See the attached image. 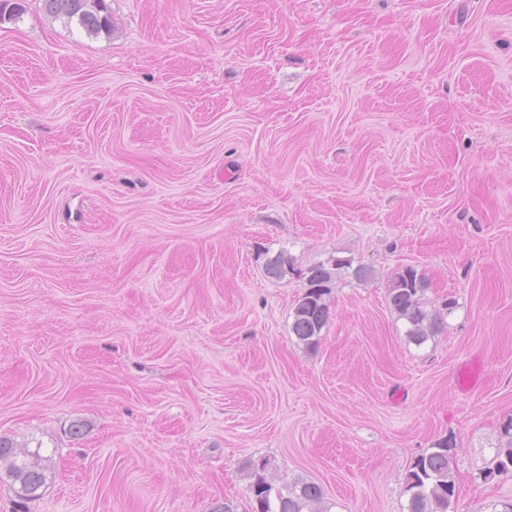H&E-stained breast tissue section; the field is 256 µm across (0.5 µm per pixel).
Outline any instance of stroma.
I'll return each mask as SVG.
<instances>
[{
    "instance_id": "stroma-1",
    "label": "stroma",
    "mask_w": 512,
    "mask_h": 512,
    "mask_svg": "<svg viewBox=\"0 0 512 512\" xmlns=\"http://www.w3.org/2000/svg\"><path fill=\"white\" fill-rule=\"evenodd\" d=\"M106 3L108 34L41 0L0 22V436L53 472L29 512H248L261 459L405 512L449 435L448 512L512 498L481 479L512 416V0ZM333 257L374 276L309 351L299 272ZM406 265L456 302L420 348ZM430 287L431 282L426 274L413 266H406L396 272L388 285L389 306L397 318L404 321L408 342L418 347L441 332L444 313L448 314L454 308L452 301H445L442 312L429 310L425 294Z\"/></svg>"
}]
</instances>
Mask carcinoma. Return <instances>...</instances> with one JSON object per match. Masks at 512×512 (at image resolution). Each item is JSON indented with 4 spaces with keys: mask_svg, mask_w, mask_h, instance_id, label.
<instances>
[{
    "mask_svg": "<svg viewBox=\"0 0 512 512\" xmlns=\"http://www.w3.org/2000/svg\"><path fill=\"white\" fill-rule=\"evenodd\" d=\"M42 2L50 16L74 20L88 34L112 31L105 0ZM292 270V261L284 251L265 263V273L271 278L281 279ZM303 276L305 291L294 305L291 329L297 342L311 350L318 346L329 321L330 295L336 282L347 277L364 282L372 271L364 265L353 266L350 259L336 257L308 267ZM430 287L426 274L413 266L396 272L388 285L389 306L404 321L408 342L418 347L441 332L444 314L454 308L453 302L446 301L442 310H429L425 294ZM454 449L453 439L442 438L415 458L405 479V492L409 495L407 512H448L456 489L451 465ZM47 461L41 448L19 452L11 439L0 436V482H10L18 498L35 500L41 496L49 479ZM267 469L265 460L249 467L250 512H329L317 484L301 479L277 486L269 480ZM503 476L512 477V418L503 425V439L490 466L482 471L485 482Z\"/></svg>",
    "mask_w": 512,
    "mask_h": 512,
    "instance_id": "1",
    "label": "carcinoma"
}]
</instances>
